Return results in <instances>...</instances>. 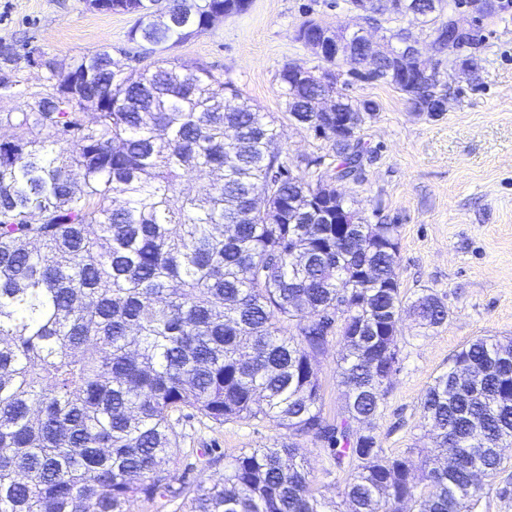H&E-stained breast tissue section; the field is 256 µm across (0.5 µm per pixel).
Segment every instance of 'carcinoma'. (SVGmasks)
<instances>
[{
	"mask_svg": "<svg viewBox=\"0 0 512 512\" xmlns=\"http://www.w3.org/2000/svg\"><path fill=\"white\" fill-rule=\"evenodd\" d=\"M178 25L145 20L129 41L152 46L206 31L232 0H183ZM420 0L436 65L448 29ZM108 52L66 71L0 114V512H128L163 498L173 512H327L293 439L311 437L344 475L346 512H472L512 457V339L480 337L455 353L421 398L436 448L392 456L377 415L400 354L397 324L448 321L432 290L412 298L395 273L399 225L366 224L334 184L359 175L368 149L333 133L335 166L316 183L293 174L277 119L232 81ZM419 63L395 50L375 78L420 112L445 111L443 79L413 87ZM280 73L283 119L319 126L324 88ZM358 129L372 100L340 96ZM93 111V120L84 115ZM353 223L332 224L336 207ZM370 267L373 278L362 272ZM341 346V413L319 406L322 358ZM267 421L279 437L237 455L224 477L173 487L172 413Z\"/></svg>",
	"mask_w": 512,
	"mask_h": 512,
	"instance_id": "cac0c4a2",
	"label": "carcinoma"
}]
</instances>
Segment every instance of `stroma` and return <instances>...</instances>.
Here are the masks:
<instances>
[{
	"instance_id": "35a3bbf8",
	"label": "stroma",
	"mask_w": 512,
	"mask_h": 512,
	"mask_svg": "<svg viewBox=\"0 0 512 512\" xmlns=\"http://www.w3.org/2000/svg\"><path fill=\"white\" fill-rule=\"evenodd\" d=\"M353 29L362 25L347 0H250L238 14L216 19L204 33L155 47L154 62L185 67L205 63L217 77L233 81L262 112L285 110L279 74L290 63L327 68L297 38L308 20ZM477 23L481 39L445 57L451 72L445 111L419 112L407 96L380 82L346 78L341 93L374 101L378 110L358 135L369 149L359 180L340 183L368 224L399 227L396 273L410 295L429 289L449 309L445 324L422 333L411 318L398 325L400 367L377 418L381 446L403 454L433 442L420 401L452 355L479 336L512 338V0H500ZM131 15L99 12L85 0H0V43L36 50L66 67L83 55L108 51L130 68L136 52L127 33ZM473 58L475 72L460 71ZM14 95L0 96V113L25 109L42 91L41 71L19 62L12 73ZM282 144L294 174L316 181L309 157L334 162L329 140L299 124L284 123ZM178 437L170 470L176 484L219 478L224 469L205 465L204 450L224 461L241 451L273 442L269 423H217L195 415L174 420ZM296 459L311 473L313 486L334 512H341L336 469L312 438L298 439ZM473 512H512V459L496 479L485 482Z\"/></svg>"
}]
</instances>
